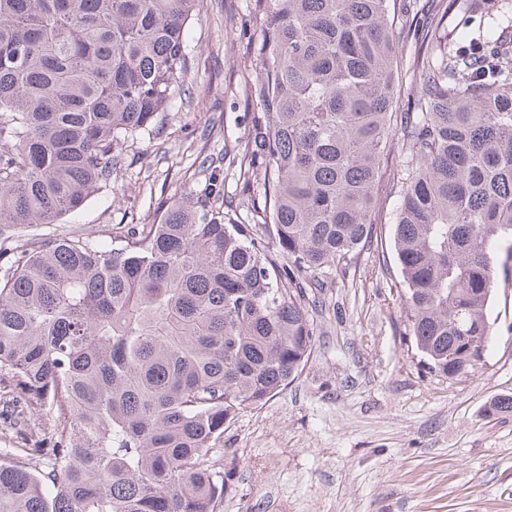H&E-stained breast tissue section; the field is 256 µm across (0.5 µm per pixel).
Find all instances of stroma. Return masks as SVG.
Segmentation results:
<instances>
[{
	"label": "stroma",
	"instance_id": "obj_1",
	"mask_svg": "<svg viewBox=\"0 0 512 512\" xmlns=\"http://www.w3.org/2000/svg\"><path fill=\"white\" fill-rule=\"evenodd\" d=\"M250 0H201L189 22L185 95L158 133L138 139L109 188L37 235L93 233L109 245L118 224L158 223L210 176L204 156H223L224 216L249 224L245 179L234 154L257 106L247 97L260 66ZM399 197L382 185L374 235L347 262L319 274L309 314L313 351L298 377L224 431L223 512H512V412L488 407L512 396V279L498 281L488 311L495 333L483 361L448 377L431 370L408 335L393 227ZM0 381V448L25 445V404L7 410Z\"/></svg>",
	"mask_w": 512,
	"mask_h": 512
}]
</instances>
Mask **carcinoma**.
Instances as JSON below:
<instances>
[{"label": "carcinoma", "mask_w": 512, "mask_h": 512, "mask_svg": "<svg viewBox=\"0 0 512 512\" xmlns=\"http://www.w3.org/2000/svg\"><path fill=\"white\" fill-rule=\"evenodd\" d=\"M198 0H0V239L112 179L183 86ZM251 0L259 105L239 165L262 233L224 222L212 174L158 224L58 236L0 271V374L37 421L5 448L0 512H221L224 427L285 389L315 329L295 273L372 238L402 132L393 228L408 329L430 368L475 367L512 273V52L472 0ZM421 88L397 111L403 50Z\"/></svg>", "instance_id": "1"}]
</instances>
